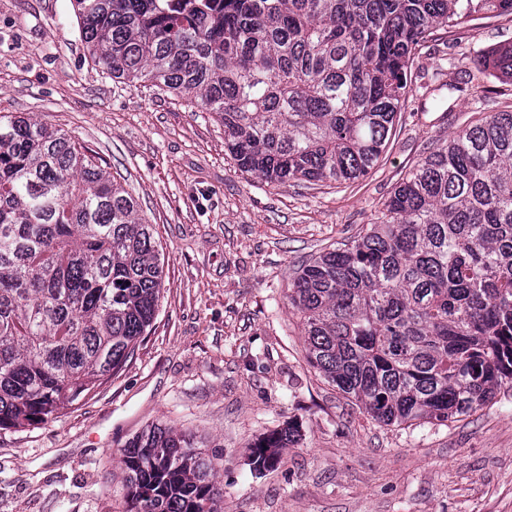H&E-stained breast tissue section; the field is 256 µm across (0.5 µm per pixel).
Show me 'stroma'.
Returning <instances> with one entry per match:
<instances>
[{"label": "stroma", "mask_w": 512, "mask_h": 512, "mask_svg": "<svg viewBox=\"0 0 512 512\" xmlns=\"http://www.w3.org/2000/svg\"><path fill=\"white\" fill-rule=\"evenodd\" d=\"M378 164L353 183L268 184L224 149L184 96L113 79L89 57L71 0H0V114H23L97 153L151 224L164 263L153 327L96 394L0 431V512H122L125 443L151 424L193 433L218 463L219 512H512V384L443 424L386 426L306 361L288 300L296 271L384 219L395 187L451 133L512 109V80L480 56L512 16L439 30ZM296 424L286 463L251 446Z\"/></svg>", "instance_id": "stroma-1"}]
</instances>
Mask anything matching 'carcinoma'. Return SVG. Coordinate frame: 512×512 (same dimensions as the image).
<instances>
[{"label":"carcinoma","instance_id":"obj_1","mask_svg":"<svg viewBox=\"0 0 512 512\" xmlns=\"http://www.w3.org/2000/svg\"><path fill=\"white\" fill-rule=\"evenodd\" d=\"M74 0L115 79L191 95L238 168L350 182L379 162L434 29L512 0ZM512 78V45L479 60ZM152 225L89 148L0 115V430L44 423L119 373L153 323ZM289 300L308 364L386 425L452 421L512 381V110L458 130L395 188L386 220L301 267ZM297 427L250 449L283 465ZM119 463L124 512H218L213 458L153 425Z\"/></svg>","mask_w":512,"mask_h":512}]
</instances>
